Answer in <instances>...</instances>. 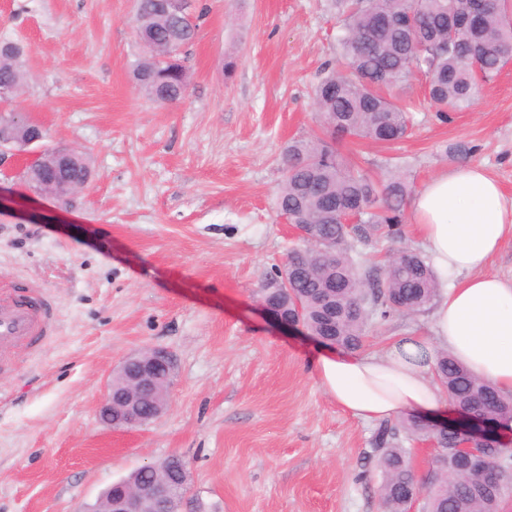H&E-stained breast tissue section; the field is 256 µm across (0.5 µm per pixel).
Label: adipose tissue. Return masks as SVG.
I'll list each match as a JSON object with an SVG mask.
<instances>
[{
	"label": "adipose tissue",
	"instance_id": "ef3b65f1",
	"mask_svg": "<svg viewBox=\"0 0 512 512\" xmlns=\"http://www.w3.org/2000/svg\"><path fill=\"white\" fill-rule=\"evenodd\" d=\"M410 208L435 269L449 281L434 309L433 336L396 337L381 354L323 349L311 358L322 390L366 421L404 412L446 418L448 397L432 371L440 349L512 395V278L488 271L512 241V197L469 163L432 177Z\"/></svg>",
	"mask_w": 512,
	"mask_h": 512
}]
</instances>
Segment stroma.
Here are the masks:
<instances>
[{
    "instance_id": "1",
    "label": "stroma",
    "mask_w": 512,
    "mask_h": 512,
    "mask_svg": "<svg viewBox=\"0 0 512 512\" xmlns=\"http://www.w3.org/2000/svg\"><path fill=\"white\" fill-rule=\"evenodd\" d=\"M189 85L158 105L135 86L144 55L136 0H0V39L26 48L19 111L46 144L86 153L92 177L64 205L0 156V282L44 296L54 326L0 371V512H91L102 492L169 455L188 464L201 512H380L377 422L316 384L320 342L261 305L297 240L278 216L282 156L321 134L312 88L338 57L330 0H197ZM233 73H226L227 61ZM414 75L411 135L337 140L352 165L411 192L480 163L512 196V63L474 105L440 120ZM398 246L424 251L411 220ZM396 244L356 246L383 264ZM431 310L374 320L363 351L430 334ZM160 347L175 360L169 407L115 430L98 415L123 361Z\"/></svg>"
}]
</instances>
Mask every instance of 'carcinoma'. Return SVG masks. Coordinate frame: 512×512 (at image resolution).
<instances>
[{
  "label": "carcinoma",
  "instance_id": "1",
  "mask_svg": "<svg viewBox=\"0 0 512 512\" xmlns=\"http://www.w3.org/2000/svg\"><path fill=\"white\" fill-rule=\"evenodd\" d=\"M171 10L163 0H137L136 36L148 54L133 69V79L157 104L181 100L187 71L181 49L194 41L197 24L190 17L192 0ZM341 17L339 38L345 69L329 70L314 90V102L328 137L312 136L288 145L285 177L277 193V208L292 224H301L316 240L289 251L285 266L295 267L289 287L262 289V298L275 303L323 342L347 351L362 347L369 322L394 313L425 310L439 296V275L422 255L400 248L383 266L363 268L350 255L356 243L401 238V223L409 196L407 184L396 176L377 181L350 166L333 141L353 135L391 143L411 133L406 105L392 94L416 72L429 79L430 106L441 118L470 107L482 84L512 61V4L509 0H331ZM472 17L456 30L451 21ZM24 49L0 41V90L8 102L25 81ZM15 113L0 110V125L15 133L13 147L24 150L32 126L16 132ZM91 171L82 154L66 168L44 166L35 192L64 200L60 188L68 181L88 182ZM434 376L457 409L473 412L488 423H512V396L502 395L445 353L437 357ZM433 440L438 446L434 465L418 478L410 449L400 435ZM458 434L436 428L408 415L399 422H381L373 440L382 472V512H407L409 492L420 488L422 512H500L512 490V449L483 437L485 466H469L455 453ZM168 473L171 512H180L189 472L177 455L160 466L139 469L128 480L149 483Z\"/></svg>",
  "mask_w": 512,
  "mask_h": 512
}]
</instances>
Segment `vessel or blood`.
Returning <instances> with one entry per match:
<instances>
[{
	"label": "vessel or blood",
	"instance_id": "1",
	"mask_svg": "<svg viewBox=\"0 0 512 512\" xmlns=\"http://www.w3.org/2000/svg\"><path fill=\"white\" fill-rule=\"evenodd\" d=\"M52 330V312L45 300L11 288L9 297H0V365L15 350L33 344Z\"/></svg>",
	"mask_w": 512,
	"mask_h": 512
}]
</instances>
